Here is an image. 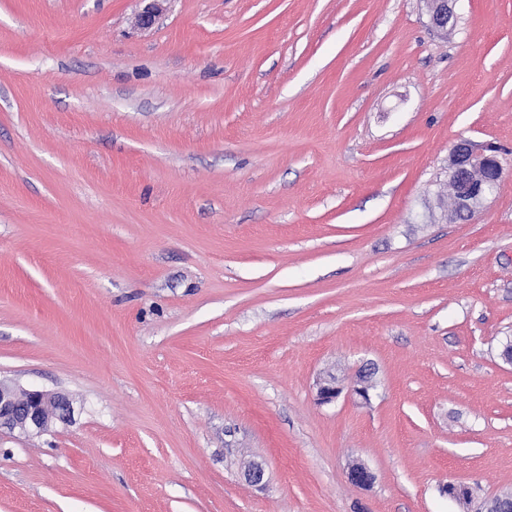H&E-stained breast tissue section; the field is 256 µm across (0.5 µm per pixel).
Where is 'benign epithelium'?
<instances>
[{
    "label": "benign epithelium",
    "instance_id": "1",
    "mask_svg": "<svg viewBox=\"0 0 512 512\" xmlns=\"http://www.w3.org/2000/svg\"><path fill=\"white\" fill-rule=\"evenodd\" d=\"M170 0H147L136 17L141 29L150 28L156 18L166 10ZM430 26L443 38L448 37L456 21V0H426ZM504 168L498 151L492 145L478 146L466 139L460 140L451 150L446 168L448 198L451 213L456 217H469L499 188ZM374 387L372 373L359 371L357 379L350 385L333 373H328L316 383V400L321 405L336 402L343 392L363 402L370 400V389ZM71 412L69 400L60 394L39 390H21L0 380V430H19L28 435H40L49 430L56 420L66 419ZM245 478L255 485L264 481L262 463L250 461L244 467ZM350 481L360 488L372 485L374 475L363 463H355L349 471ZM441 493L467 506L473 496L470 487L463 484L446 483ZM478 512H512V492H505L487 499Z\"/></svg>",
    "mask_w": 512,
    "mask_h": 512
}]
</instances>
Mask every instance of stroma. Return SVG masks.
I'll list each match as a JSON object with an SVG mask.
<instances>
[{"label": "stroma", "instance_id": "35a3bbf8", "mask_svg": "<svg viewBox=\"0 0 512 512\" xmlns=\"http://www.w3.org/2000/svg\"><path fill=\"white\" fill-rule=\"evenodd\" d=\"M142 7L0 0V380L73 407L0 432V512L512 490V0H458L445 39L425 0ZM462 138L504 164L464 220ZM363 368L369 402H316Z\"/></svg>", "mask_w": 512, "mask_h": 512}]
</instances>
